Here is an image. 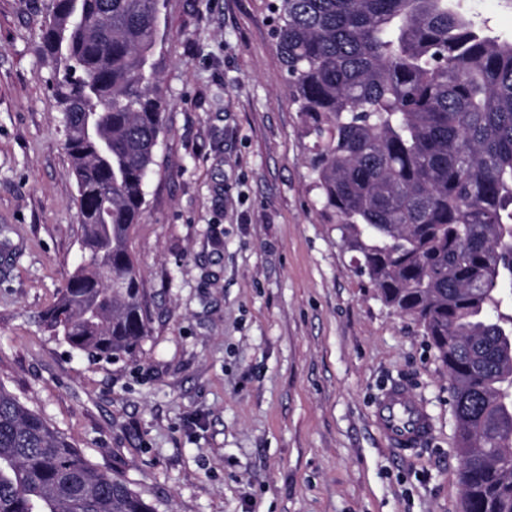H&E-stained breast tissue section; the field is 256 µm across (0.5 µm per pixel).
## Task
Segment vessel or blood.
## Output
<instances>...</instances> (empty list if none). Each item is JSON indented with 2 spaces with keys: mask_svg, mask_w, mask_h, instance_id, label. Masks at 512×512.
I'll use <instances>...</instances> for the list:
<instances>
[{
  "mask_svg": "<svg viewBox=\"0 0 512 512\" xmlns=\"http://www.w3.org/2000/svg\"><path fill=\"white\" fill-rule=\"evenodd\" d=\"M377 416L384 435L404 450L416 446L429 432V419L422 408L397 389L384 396Z\"/></svg>",
  "mask_w": 512,
  "mask_h": 512,
  "instance_id": "1",
  "label": "vessel or blood"
}]
</instances>
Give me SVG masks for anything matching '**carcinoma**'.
Instances as JSON below:
<instances>
[{
  "label": "carcinoma",
  "mask_w": 512,
  "mask_h": 512,
  "mask_svg": "<svg viewBox=\"0 0 512 512\" xmlns=\"http://www.w3.org/2000/svg\"><path fill=\"white\" fill-rule=\"evenodd\" d=\"M159 0H50L42 32L81 259L42 316L91 361L148 336L129 248L168 101ZM463 0H276L273 36L324 210L448 372L463 512H512V41ZM116 287H106V282ZM0 512H155L0 384Z\"/></svg>",
  "instance_id": "carcinoma-1"
}]
</instances>
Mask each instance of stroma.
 Wrapping results in <instances>:
<instances>
[{
	"mask_svg": "<svg viewBox=\"0 0 512 512\" xmlns=\"http://www.w3.org/2000/svg\"><path fill=\"white\" fill-rule=\"evenodd\" d=\"M273 0H164L169 107L130 239L149 334L92 362L39 322L79 259L44 0H0V383L158 512H462L448 374L318 199ZM512 40V0H466ZM426 411L399 451L388 390Z\"/></svg>",
	"mask_w": 512,
	"mask_h": 512,
	"instance_id": "stroma-1",
	"label": "stroma"
}]
</instances>
